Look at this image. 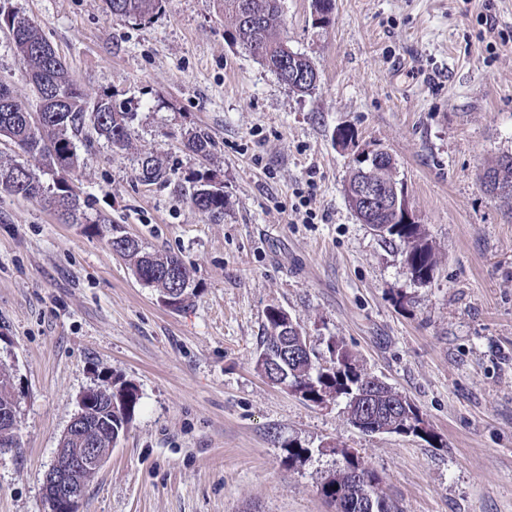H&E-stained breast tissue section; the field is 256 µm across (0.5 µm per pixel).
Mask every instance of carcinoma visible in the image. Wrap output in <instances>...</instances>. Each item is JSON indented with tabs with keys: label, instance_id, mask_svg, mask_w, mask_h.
Masks as SVG:
<instances>
[{
	"label": "carcinoma",
	"instance_id": "carcinoma-1",
	"mask_svg": "<svg viewBox=\"0 0 512 512\" xmlns=\"http://www.w3.org/2000/svg\"><path fill=\"white\" fill-rule=\"evenodd\" d=\"M112 7H103L105 13L125 18L146 19L160 7L162 0H103ZM224 15L240 39V45L256 56L276 76L283 77L282 83L292 91L309 94L316 88L318 75L310 59L293 51L288 42L281 38L280 0H224ZM0 20L15 29L11 49L23 63L32 92L38 95L39 108L50 115V119L39 127L32 128L26 121L29 108L14 96L10 86L0 82V132L4 138L18 146L32 157L35 165L24 164V171H17L21 161L0 156V195L30 200L36 195L43 196L45 206L60 213L69 211L65 222L84 224L94 235L107 239V243L137 273L152 276L153 287L159 294L170 291V283L163 276H155L165 268L176 272L184 281H190L188 269L176 256L158 255L144 251L139 242L126 235L121 236L118 227L100 215L89 213L91 202L71 192L74 172L77 166L73 159L78 157L76 143L85 147L93 146L102 139L112 148L126 150L131 146L134 113L117 110L108 96L90 102L79 86L73 81L68 67L60 58H42L37 55L39 48L48 44L42 30L32 19L19 12L0 8ZM185 146L194 154L206 157L211 152L212 140L202 130L186 134ZM492 175V181H482L490 193H495V183L512 184V160L503 156L485 169ZM138 180L146 185L170 180V173L161 159L149 153L141 157ZM212 182L207 172H197L187 178H180L175 189L193 208L213 219L224 217V187L211 193L199 192V187ZM375 224H386L388 228L381 235L384 240L399 241L402 255L412 260L420 277L417 282L430 279L435 267L433 248L420 224H396L387 215L373 216ZM281 310L272 308L265 314L264 333L260 350L265 351L277 344L285 348L287 356L268 369L266 378L277 383L282 378L305 380L307 386L302 398L315 402L325 396L350 398L360 391L367 373L363 371L341 341L329 342V357L316 354L308 349L295 357L291 356L300 343V335L294 334L280 340L278 315ZM12 374L0 366V449L5 445H18V423L10 420V413L18 412L17 402L12 398L10 385ZM112 397H107V393ZM373 410L370 423L379 427L389 414L388 405L399 394L389 395L385 388L368 389ZM101 420L92 421L96 428L97 447H113L114 432H123L132 421L139 400L137 389L130 383L112 382L102 385L98 392ZM112 411H107V407ZM361 467L356 461L347 462V467L330 474L321 486L325 502L334 512H394L392 504L380 492V479L366 467L362 471L369 483L359 486L350 480L349 469Z\"/></svg>",
	"mask_w": 512,
	"mask_h": 512
}]
</instances>
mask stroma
Here are the masks:
<instances>
[{
    "instance_id": "35a3bbf8",
    "label": "stroma",
    "mask_w": 512,
    "mask_h": 512,
    "mask_svg": "<svg viewBox=\"0 0 512 512\" xmlns=\"http://www.w3.org/2000/svg\"><path fill=\"white\" fill-rule=\"evenodd\" d=\"M4 6L40 25L88 99L134 113L131 148L96 141L77 187L147 251L181 258L195 295L166 307L83 225L0 198V364L22 440L0 452V512H48L59 440L104 380L140 401L80 512H331L321 485L352 455L396 512H512V205L481 182L512 155V47L497 37L512 0H336L324 26L311 0H281L283 37L318 73L305 95L232 39L223 0H163L145 24L102 0ZM0 81L32 101L3 29ZM341 126L393 157L434 247L428 283L351 209ZM191 129L211 136L209 162L185 148ZM148 151L177 177L215 174L223 219L142 184ZM304 195L311 224L295 217ZM273 306L315 352L342 341L428 436L363 433L344 400L268 382L255 359Z\"/></svg>"
}]
</instances>
